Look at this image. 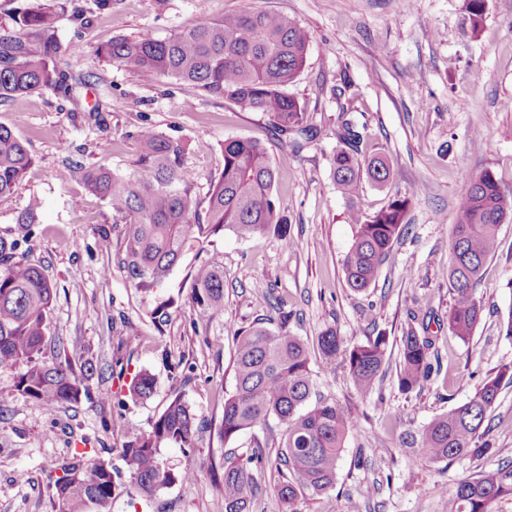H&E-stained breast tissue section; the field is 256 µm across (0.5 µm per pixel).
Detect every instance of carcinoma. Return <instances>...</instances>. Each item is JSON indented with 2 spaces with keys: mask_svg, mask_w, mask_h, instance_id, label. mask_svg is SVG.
Returning <instances> with one entry per match:
<instances>
[{
  "mask_svg": "<svg viewBox=\"0 0 512 512\" xmlns=\"http://www.w3.org/2000/svg\"><path fill=\"white\" fill-rule=\"evenodd\" d=\"M466 9L474 36L483 24L485 0H467ZM59 17L55 0H36L11 17V26L0 27V104L34 92L73 97L72 76L59 61L65 54H80L81 47L59 41ZM309 47L310 35L298 21L255 10L203 19L163 40L117 36L98 48L97 55L144 81L172 78L244 112H263L280 133L297 136L293 145L299 149L301 140L313 139L314 128L288 86L303 70ZM342 127L343 146L332 155L330 168L337 190L352 203L363 181L383 187L395 173L382 157L360 159L363 132L350 119ZM138 139L139 171L89 168L82 174L86 188L111 208L113 223L123 226L119 266L136 287L148 291L166 277L193 238L224 230L240 238L270 230L288 238V225L273 195L275 171L260 140H224L223 169L207 193L202 218L184 167V142L149 128ZM32 163L26 141L0 126V199L13 194ZM419 193L416 189L397 198L371 216L350 207L356 232L343 259L350 288L362 291L376 281L405 230L408 205ZM458 209L448 273L453 295L448 330L465 341L482 316L477 289L484 264L497 248L499 226L512 219V191L485 169L464 183ZM18 248L19 240L0 238V373H15V390L44 407L75 404L88 395L85 378L76 373L63 342L53 349L46 343L53 285L39 265L17 256ZM190 278L189 310L194 323L207 327L224 316V264L212 257L195 266ZM321 347L328 358L343 355L358 393L373 392L383 372L386 336L346 347L329 330L321 336ZM431 348L430 338L413 327L401 338V391L409 393L432 376ZM511 384L512 361L502 364L466 402L405 433L402 447L417 463L490 453L483 424L502 387ZM129 392L137 400L151 398L154 378L140 373ZM312 393L308 354L300 338L262 325L236 336L235 386L224 399L220 435L228 440L276 420L282 428L276 468L288 472L279 494L290 503L300 490L319 495L335 486L345 439L355 424L349 410L320 396L314 399ZM130 434L120 454L144 495L195 480L194 467L175 472L161 461L163 447H196V415L184 395L171 396L150 431L132 429ZM262 460L260 452L224 459V512H247L254 492L251 465ZM115 477L107 462L73 449L52 485L55 512H87L91 504L106 505ZM505 495H512V463L458 483L451 512H491L492 504Z\"/></svg>",
  "mask_w": 512,
  "mask_h": 512,
  "instance_id": "cac0c4a2",
  "label": "carcinoma"
}]
</instances>
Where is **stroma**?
<instances>
[{
	"instance_id": "35a3bbf8",
	"label": "stroma",
	"mask_w": 512,
	"mask_h": 512,
	"mask_svg": "<svg viewBox=\"0 0 512 512\" xmlns=\"http://www.w3.org/2000/svg\"><path fill=\"white\" fill-rule=\"evenodd\" d=\"M60 2L61 42L83 47L68 60L74 96L43 92L0 104V125L16 129L35 158L13 195L0 200V237L18 239L19 254L44 268L54 287L48 336L62 339L76 365L94 374L80 403L47 408L17 394L13 373H0V512H55L49 478L75 448L95 450L120 472L106 512H224L225 459L258 451L250 512H450L460 480L512 461V386L489 415L490 454L416 464L399 444L405 431L465 402L512 360L504 332L512 315V220L500 225L484 265L477 292L483 315L472 337L453 336L446 322L459 192L484 169L512 189V0H486L475 36L466 0H112L102 11L94 0ZM75 4L89 10L87 24L74 21ZM252 10L294 18L311 36L306 66L288 88L318 130L302 149L264 113L240 111L174 79L143 81L96 53L116 36L163 39L206 17ZM346 118L366 128L363 153H383L397 173L382 188L363 182L352 206L330 172ZM146 127L185 142V169L200 201L223 169L225 139H259L277 172L287 239H241L227 230L191 243L152 291L136 288L102 246L103 233L121 232L109 207L81 180H60L57 172L67 162L135 171ZM414 188L420 194L390 260L375 284L352 290L342 267L355 233L350 207L370 216ZM33 199L41 208L24 231L16 219ZM213 255L224 261V315L197 329L187 306L189 274ZM166 300L171 316L159 326L151 311ZM418 317L434 338L440 372L406 394L398 387L399 346ZM260 321L303 340L316 391L358 421L335 487L298 493L291 503L278 492L277 422L230 440L219 435L235 384L234 338ZM330 328L348 346L387 337L373 393L358 394L342 360L322 353L320 336ZM141 371L156 380L155 394L143 401L128 390ZM175 390L202 430L196 447L166 448L161 457L177 470L194 466L198 476L147 499L119 450L128 427L149 430Z\"/></svg>"
}]
</instances>
